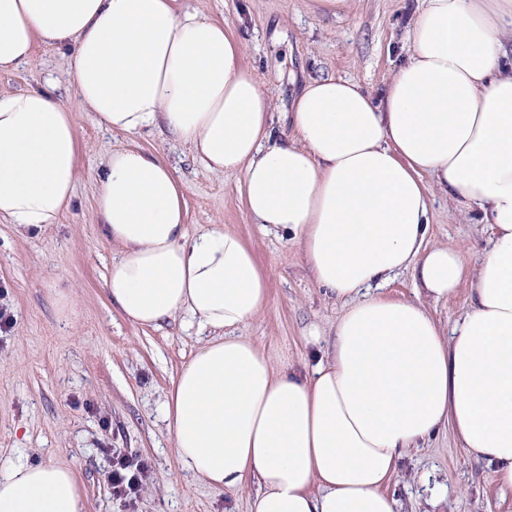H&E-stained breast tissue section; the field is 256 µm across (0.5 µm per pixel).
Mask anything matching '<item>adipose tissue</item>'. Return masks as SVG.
<instances>
[{"mask_svg":"<svg viewBox=\"0 0 512 512\" xmlns=\"http://www.w3.org/2000/svg\"><path fill=\"white\" fill-rule=\"evenodd\" d=\"M409 39L380 97L310 79L279 132L238 34L178 0H0V73L56 48L77 106L132 139L94 198L119 253L106 291L135 323L205 331L163 412L182 468L219 493L255 483L251 512H397L385 484L443 428L512 491V0H423ZM152 128L207 172L242 173L255 223L342 303L331 335L306 338L309 372L238 335L268 282L236 232L188 236L183 183L134 142ZM77 180L71 111L44 89L0 93V223H58ZM433 187L488 226L475 267L429 245ZM403 271L417 299L381 294ZM464 281L469 304L442 329L425 302ZM82 510L69 466L18 460L0 477V512Z\"/></svg>","mask_w":512,"mask_h":512,"instance_id":"ef3b65f1","label":"adipose tissue"}]
</instances>
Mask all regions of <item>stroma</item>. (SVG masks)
Returning <instances> with one entry per match:
<instances>
[{"label": "stroma", "mask_w": 512, "mask_h": 512, "mask_svg": "<svg viewBox=\"0 0 512 512\" xmlns=\"http://www.w3.org/2000/svg\"><path fill=\"white\" fill-rule=\"evenodd\" d=\"M241 37L244 65L271 96L285 126L294 96L312 78L334 76L379 95L410 49L420 0H350L344 15H322L315 0H181ZM50 87L72 107L80 177L69 212L45 231L0 223V306L14 322L0 333V473L17 457L63 463L80 482L83 512H250L254 486L214 493L182 471L161 408L196 345L195 328L176 319L159 327L130 321L112 303L105 278L115 254L93 209L98 173L127 136L95 113L76 110L57 51L36 45L31 64L0 73V93ZM186 184L189 233L223 225L238 233L267 276L264 314L241 328L286 365L303 369L312 328L330 334L340 313L306 269L296 245L264 231L239 201V174L203 170L191 152L159 131L137 138ZM428 241L459 249L476 264L489 232L463 218L441 191L430 196ZM144 461L148 477L133 503L112 494L113 454ZM385 489L399 512H512L492 467L469 458L442 431L399 462Z\"/></svg>", "instance_id": "obj_1"}]
</instances>
